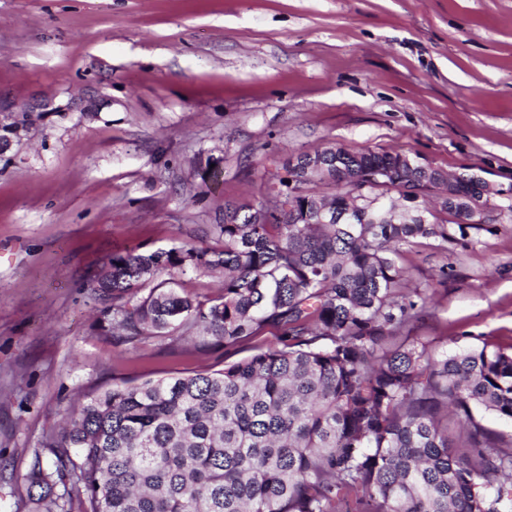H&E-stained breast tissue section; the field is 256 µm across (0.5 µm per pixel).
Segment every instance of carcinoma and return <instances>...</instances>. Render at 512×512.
Wrapping results in <instances>:
<instances>
[{"mask_svg":"<svg viewBox=\"0 0 512 512\" xmlns=\"http://www.w3.org/2000/svg\"><path fill=\"white\" fill-rule=\"evenodd\" d=\"M388 152L336 145L300 159L309 170L266 186L265 199L224 205L216 246L112 255L88 285L129 340L200 329L214 348L242 350L273 328L280 346L220 370L112 383L70 402L45 432L26 480L34 512H512V436L478 415L512 422V354L488 345L448 355L399 342L425 308L405 293L400 249L448 241L389 199L388 218L345 215L350 185L336 176L380 171L433 187L437 169ZM335 191L317 197L308 185ZM481 192L459 182L446 212ZM193 269L224 277L197 300L154 279ZM147 294H141L144 288ZM468 434L450 450L448 417Z\"/></svg>","mask_w":512,"mask_h":512,"instance_id":"1","label":"carcinoma"}]
</instances>
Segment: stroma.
I'll return each mask as SVG.
<instances>
[{
  "label": "stroma",
  "instance_id": "35a3bbf8",
  "mask_svg": "<svg viewBox=\"0 0 512 512\" xmlns=\"http://www.w3.org/2000/svg\"><path fill=\"white\" fill-rule=\"evenodd\" d=\"M0 93L31 113L0 155V512L81 389L223 367L127 342L86 288L115 253L213 244L224 206L290 156L401 153L495 189L487 223L403 250L436 352L512 351V0H0Z\"/></svg>",
  "mask_w": 512,
  "mask_h": 512
}]
</instances>
